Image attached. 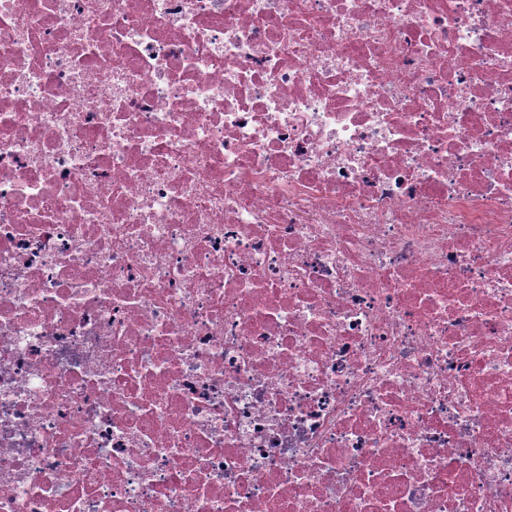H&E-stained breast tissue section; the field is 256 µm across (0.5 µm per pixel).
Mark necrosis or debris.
<instances>
[{
  "label": "necrosis or debris",
  "instance_id": "4bbe7bcc",
  "mask_svg": "<svg viewBox=\"0 0 512 512\" xmlns=\"http://www.w3.org/2000/svg\"><path fill=\"white\" fill-rule=\"evenodd\" d=\"M0 512H512V0H0Z\"/></svg>",
  "mask_w": 512,
  "mask_h": 512
}]
</instances>
